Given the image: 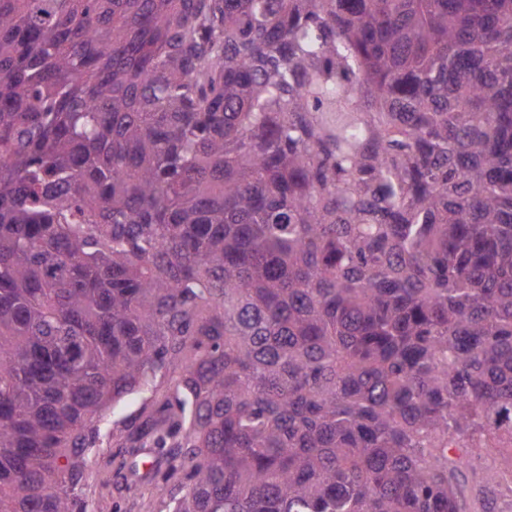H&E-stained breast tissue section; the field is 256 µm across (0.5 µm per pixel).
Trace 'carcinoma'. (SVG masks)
Returning a JSON list of instances; mask_svg holds the SVG:
<instances>
[{"mask_svg": "<svg viewBox=\"0 0 512 512\" xmlns=\"http://www.w3.org/2000/svg\"><path fill=\"white\" fill-rule=\"evenodd\" d=\"M491 451L512 0H0V512H464ZM125 472L112 476V485L107 489L99 486L95 474L88 481L87 492L96 501L103 495L104 512H150L153 508V497L150 486L140 484L130 492L124 490Z\"/></svg>", "mask_w": 512, "mask_h": 512, "instance_id": "1", "label": "carcinoma"}]
</instances>
